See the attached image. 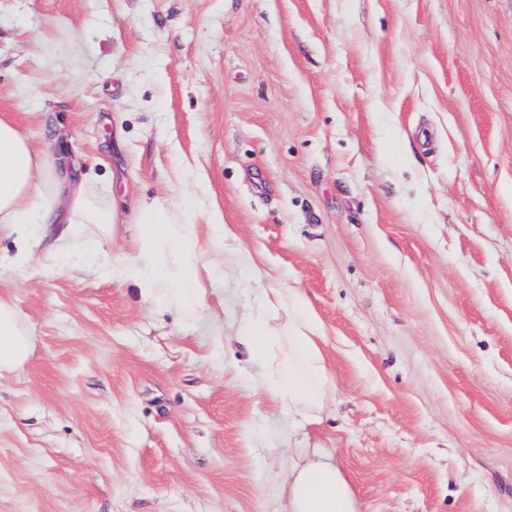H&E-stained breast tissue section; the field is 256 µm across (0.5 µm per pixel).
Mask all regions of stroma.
<instances>
[{
	"label": "stroma",
	"instance_id": "obj_1",
	"mask_svg": "<svg viewBox=\"0 0 512 512\" xmlns=\"http://www.w3.org/2000/svg\"><path fill=\"white\" fill-rule=\"evenodd\" d=\"M117 202L194 181L231 228L184 322L73 255L0 266L35 339L0 379V512H512V0H0V114ZM313 303L298 425L245 344ZM278 310L287 313L282 324H271L270 315ZM249 347L259 374L267 377L275 370L288 373V388L270 391L288 399V414L303 421H311L332 392L325 360L319 342L314 312L308 299L287 288H264L254 312L249 334ZM288 342V365L267 354L269 341ZM287 490L289 512H359L350 483L330 462H293Z\"/></svg>",
	"mask_w": 512,
	"mask_h": 512
}]
</instances>
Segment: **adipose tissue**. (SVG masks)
Segmentation results:
<instances>
[{"label": "adipose tissue", "instance_id": "obj_1", "mask_svg": "<svg viewBox=\"0 0 512 512\" xmlns=\"http://www.w3.org/2000/svg\"><path fill=\"white\" fill-rule=\"evenodd\" d=\"M209 209L189 191L169 201L137 199L126 205L98 195L74 177L64 159L36 147L19 125L0 115V236L12 237V263L29 262L43 224L78 226L75 247L97 271L111 270L107 249L129 233L130 254L150 253L151 267L135 270L143 295L177 305L185 319H196L203 281L211 266L210 243L197 231ZM286 311L284 323L270 321ZM287 341L288 359L267 354L270 341ZM314 312L308 299L285 288H267L254 312L249 347L261 376L288 375L283 395L288 412L312 420L332 392ZM33 338L25 318L0 296V378L15 374L29 360ZM289 512H358L354 491L335 464L295 462L288 469Z\"/></svg>", "mask_w": 512, "mask_h": 512}]
</instances>
